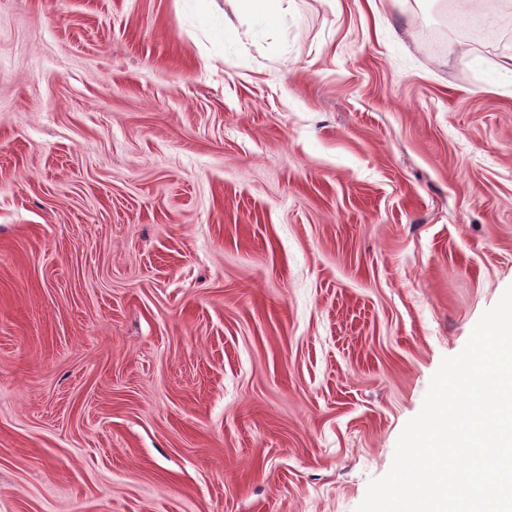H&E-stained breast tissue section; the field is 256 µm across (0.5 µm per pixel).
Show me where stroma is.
Here are the masks:
<instances>
[{
	"instance_id": "obj_1",
	"label": "stroma",
	"mask_w": 512,
	"mask_h": 512,
	"mask_svg": "<svg viewBox=\"0 0 512 512\" xmlns=\"http://www.w3.org/2000/svg\"><path fill=\"white\" fill-rule=\"evenodd\" d=\"M458 12L0 0V512H356L512 286ZM242 14L275 24L288 11V0H237ZM286 4V5H285Z\"/></svg>"
}]
</instances>
